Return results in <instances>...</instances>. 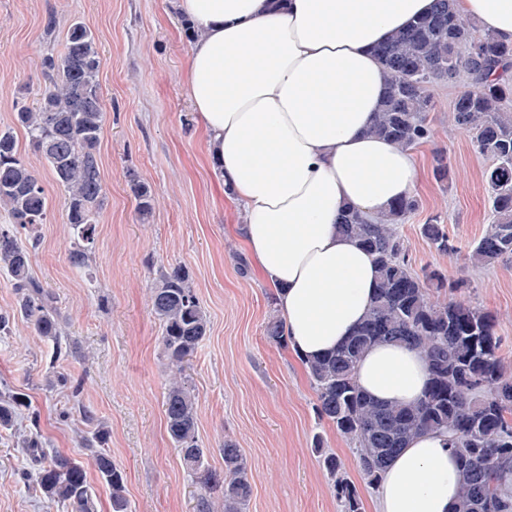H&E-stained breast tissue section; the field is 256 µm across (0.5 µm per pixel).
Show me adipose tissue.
Returning a JSON list of instances; mask_svg holds the SVG:
<instances>
[{"instance_id":"ef3b65f1","label":"adipose tissue","mask_w":512,"mask_h":512,"mask_svg":"<svg viewBox=\"0 0 512 512\" xmlns=\"http://www.w3.org/2000/svg\"><path fill=\"white\" fill-rule=\"evenodd\" d=\"M201 31L186 73L210 155L246 213L240 231L277 292L300 358L343 342L370 307L373 256L339 228L412 195L411 150L370 128L386 95L379 45L429 14L436 0H178ZM461 17L512 42V0H457ZM373 397L413 403L424 359L381 345L360 361ZM457 461L447 435L415 438L377 487L375 512H453Z\"/></svg>"}]
</instances>
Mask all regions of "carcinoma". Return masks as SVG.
<instances>
[{
  "label": "carcinoma",
  "instance_id": "obj_1",
  "mask_svg": "<svg viewBox=\"0 0 512 512\" xmlns=\"http://www.w3.org/2000/svg\"><path fill=\"white\" fill-rule=\"evenodd\" d=\"M387 92L371 133L403 148H415L431 135L428 116L434 107L430 87L461 83L451 118L467 131L479 154L488 161L483 172L490 222L467 252L476 267L512 261V45L495 34L478 32L458 16L454 0H437L436 9L408 29L394 34L379 48ZM45 86L36 106L21 105L13 126L0 129V208L8 222L0 224V270L16 294L12 313H0V333L11 320L24 319L34 335L60 345L61 313L56 298L31 272L37 224L47 220L48 200L34 169L19 156L14 128L23 129L34 152L46 162L55 182L65 191L67 223L76 242L68 260L77 268L89 265L96 214L105 198L100 170V141L105 112L100 92L101 57L98 41L82 21L69 26L62 51L42 61ZM128 187L141 220L155 205L151 187L129 174ZM419 208L416 198L399 201L372 224L355 212L342 216L340 229L371 253L378 269L374 303L364 320L335 350L305 363L316 397L319 418L333 424L355 448V462L366 484H377L388 462L414 437L425 432L448 433L459 460V495L454 512H512L505 481L512 476V373L501 357L502 338L495 317L462 298L465 282H448L439 271L413 270L399 224ZM28 232L22 242L21 231ZM423 236L441 254L456 255L459 247L448 236L439 216L422 226ZM151 310L161 327L168 364L178 377L164 397L167 431L187 472L199 485L196 512H245L252 494L248 465L241 450L224 442V473L209 465L199 445L194 390L183 380L184 367L209 331L207 315L181 265L163 267L150 292ZM267 339L288 345L285 321L272 314L265 325ZM383 343H397L421 353L429 369L423 397L412 405L382 403L366 394L356 380L364 354ZM26 395L0 399V430H11ZM106 432L82 438L91 464L112 490V512H128L124 496L126 474L104 448ZM37 466L26 477L50 505L70 512H95L94 490L80 461L49 454L36 435L18 438ZM323 467L333 482L342 512H364L355 484L332 454Z\"/></svg>",
  "mask_w": 512,
  "mask_h": 512
}]
</instances>
